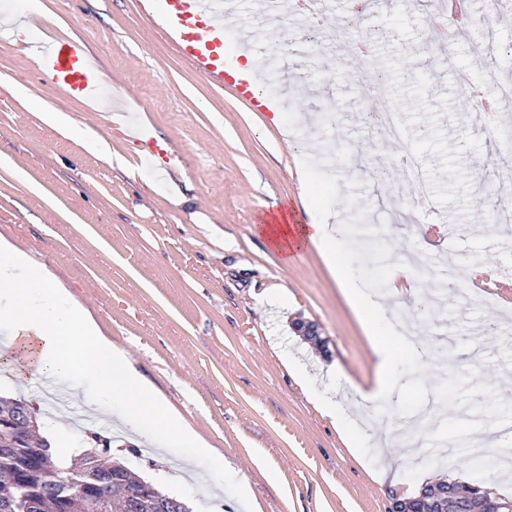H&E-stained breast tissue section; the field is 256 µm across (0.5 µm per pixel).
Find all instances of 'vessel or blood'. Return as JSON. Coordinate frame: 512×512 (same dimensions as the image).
<instances>
[{"label": "vessel or blood", "instance_id": "b4317fda", "mask_svg": "<svg viewBox=\"0 0 512 512\" xmlns=\"http://www.w3.org/2000/svg\"><path fill=\"white\" fill-rule=\"evenodd\" d=\"M141 15L162 33L166 41L209 84L224 88L256 112L272 111L253 82L236 78L239 49H228L224 42V18L237 10V0H139ZM12 28H24L25 38L17 40V50L36 57L41 73L54 90L65 97L92 101L104 80L100 64L93 61L84 39L58 36L45 38L40 29L19 17ZM146 143L149 152L169 176L179 173L173 160L175 145L157 144L146 127L131 135Z\"/></svg>", "mask_w": 512, "mask_h": 512}]
</instances>
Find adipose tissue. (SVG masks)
<instances>
[{"instance_id": "ef3b65f1", "label": "adipose tissue", "mask_w": 512, "mask_h": 512, "mask_svg": "<svg viewBox=\"0 0 512 512\" xmlns=\"http://www.w3.org/2000/svg\"><path fill=\"white\" fill-rule=\"evenodd\" d=\"M337 232V225L322 220L295 225L280 222L262 228L286 261H293V251L300 245L310 244L327 254L360 320L370 330V343L378 358L376 386L370 396L385 398L395 379L397 349L391 339L374 332L381 305L353 288V263L337 253ZM19 265L28 270L20 286L6 275L8 269ZM0 288L11 298L0 310V324L6 325L9 333L0 340V356L23 358L33 380L54 384L71 385L81 372L94 371L103 392L133 414L142 430L163 431L177 447L205 453L204 441L147 385L126 352L102 337L80 305L63 304L55 275L5 240L0 241Z\"/></svg>"}]
</instances>
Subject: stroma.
Here are the masks:
<instances>
[{
  "instance_id": "1",
  "label": "stroma",
  "mask_w": 512,
  "mask_h": 512,
  "mask_svg": "<svg viewBox=\"0 0 512 512\" xmlns=\"http://www.w3.org/2000/svg\"><path fill=\"white\" fill-rule=\"evenodd\" d=\"M356 2L362 34L377 48L360 69L351 61L354 38L336 36ZM442 2L409 9L400 0H335L314 44L285 41L284 26L265 22L258 0H241L227 39L263 26L254 71L263 77L267 59L279 55L272 97L288 102L275 123L208 84L142 18L137 0H0V13L20 8L48 34L84 38L105 73L97 102L70 99L52 90L35 58L0 48V239L58 277L224 467L206 455L184 463V449L138 434L133 417L117 420L93 373L80 377L69 409L54 412L49 385L28 378L22 361L0 357V396L26 401L61 457L86 449L89 432L109 434L114 457L192 512H386L390 489L410 495L460 474L512 497V470L476 468L467 453L474 418L499 447L512 448V417L481 410L488 401L512 404V310L469 274L487 263L512 268V236L486 206L499 184L498 154L512 143V106L486 127L462 108L453 76L459 68L477 84L512 80V9L499 12L500 58L486 69L475 51L497 0H473L450 58L426 35ZM367 74L397 106L404 138L385 141L368 129L369 102L357 88ZM330 97L335 118L325 124L317 115ZM45 103L107 153L46 124ZM118 108L180 148L179 180L110 128L107 115ZM403 151L418 158L433 209L398 224L395 212L412 211L394 164ZM379 171L386 182L374 180ZM311 197L341 225L339 249L352 256L357 284L383 297L399 348L391 395L369 405L359 392L373 384L376 358L323 257L310 248L284 262L258 231L281 208L305 210ZM439 218L449 233L426 237L423 226ZM364 237L379 238L395 261L414 257L401 298L390 265H378ZM448 263L461 264L460 275L412 349L397 320L422 313L436 270ZM295 320L314 323L318 341L294 335ZM287 356L340 402L362 438L389 432L392 450H350L284 365ZM447 388L454 404L442 413L433 401ZM242 477L252 493L246 503L234 495Z\"/></svg>"
}]
</instances>
